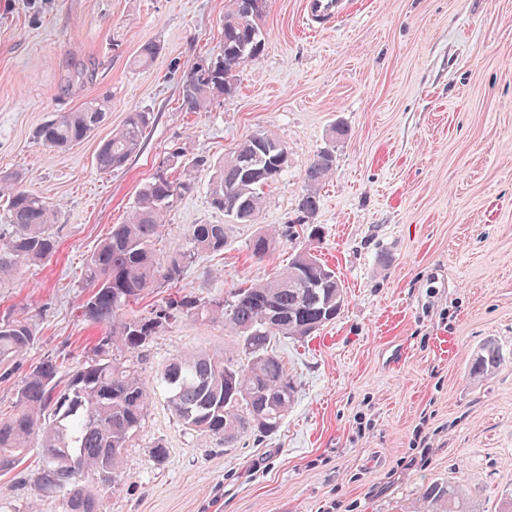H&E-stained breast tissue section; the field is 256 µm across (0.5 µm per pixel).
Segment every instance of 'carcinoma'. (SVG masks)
I'll list each match as a JSON object with an SVG mask.
<instances>
[{"instance_id":"1","label":"carcinoma","mask_w":512,"mask_h":512,"mask_svg":"<svg viewBox=\"0 0 512 512\" xmlns=\"http://www.w3.org/2000/svg\"><path fill=\"white\" fill-rule=\"evenodd\" d=\"M267 0H226L222 53L207 57L206 67L185 72L180 94L187 112H205L211 97L236 91V71L258 60L265 34L250 21L266 11ZM109 97L94 98L73 112H62L34 132L40 144L70 149L89 138L104 120ZM153 113L135 109L121 129L103 141L95 161L102 173L122 169L136 154L152 128ZM286 151L265 133L244 139L214 165L209 197L213 208L238 222H252L263 206L264 188L281 174ZM207 163L173 153L137 193L128 221L112 225V233L88 257L84 267L87 299L83 320L102 330L94 358L67 372L63 363L46 358L27 373L16 394L15 409L0 412V473L18 468L34 444L44 464L37 478L44 490L66 494L64 512H98L99 495L116 488L123 478L125 448L147 415L149 391L135 362L109 356L130 355L147 347L162 329L183 317L202 316L224 324L244 357L233 353L187 352L169 362L162 380L169 403L182 425L224 441L231 448L248 433L277 432L291 407L296 382L272 348L278 336L307 337L335 320L336 300L344 287L336 271L316 260L298 268L295 262L266 283L251 284L228 297L174 294L148 316L127 315L130 306L153 288H175L195 256L224 251V224H195L188 248L160 260L156 243L165 231L166 215L176 199L193 190L191 181L168 171ZM334 150L316 154L305 172L306 193L300 213L319 209L317 187L331 175ZM0 194L7 209L0 216V280L11 278L24 263H41L56 253L53 233L56 211L38 194L18 186V177L0 175ZM276 232L266 230L251 244L253 256L266 257ZM280 324L268 320L272 309ZM35 334L22 316L0 318V365L7 368L33 346ZM499 348L483 345L470 359L468 375L479 380L502 364ZM415 512H473L461 483H428L422 487Z\"/></svg>"}]
</instances>
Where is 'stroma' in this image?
Masks as SVG:
<instances>
[{
	"instance_id": "stroma-1",
	"label": "stroma",
	"mask_w": 512,
	"mask_h": 512,
	"mask_svg": "<svg viewBox=\"0 0 512 512\" xmlns=\"http://www.w3.org/2000/svg\"><path fill=\"white\" fill-rule=\"evenodd\" d=\"M225 0H0V172L58 208L57 251L0 281V316L27 317L36 341L0 380V410L47 357L88 361L100 334L81 317L87 255L125 223L143 183L171 152L217 161L255 132L288 163L252 223L210 204L213 171L174 202L159 257L186 248L195 224H227L223 252L199 255L179 284L216 296L274 278L294 254L317 255L340 277L337 318L275 349L296 381L275 434L234 447L186 429L161 387L185 351L235 347L222 324L193 317L166 327L137 357L148 414L124 454V478L100 512H411L422 485L459 482L474 512H497L512 494V0H349L317 33L302 27L303 0H269L260 59L237 90L204 112L183 110L180 86L196 61L218 53ZM160 51L138 65L142 46ZM109 95L95 134L69 150L37 143L57 112ZM147 109L155 122L118 171H98L100 142ZM347 134L331 141L333 126ZM335 149L320 209L302 223L304 175ZM272 253L251 252L267 229ZM506 360L474 380L468 363L485 341ZM433 456H415L417 431ZM167 449L156 460L155 443ZM32 451L0 475V512H63L42 491Z\"/></svg>"
}]
</instances>
